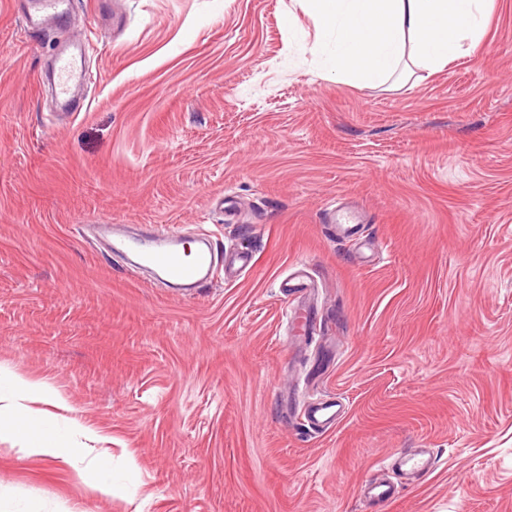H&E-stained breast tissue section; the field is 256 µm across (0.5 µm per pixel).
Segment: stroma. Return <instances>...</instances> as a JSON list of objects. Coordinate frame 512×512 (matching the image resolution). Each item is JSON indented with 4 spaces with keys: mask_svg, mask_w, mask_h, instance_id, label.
<instances>
[{
    "mask_svg": "<svg viewBox=\"0 0 512 512\" xmlns=\"http://www.w3.org/2000/svg\"><path fill=\"white\" fill-rule=\"evenodd\" d=\"M296 8L74 0L92 83L65 117L41 82L62 31L0 0V365L58 389L87 451L0 437V512H366L419 448L434 469L389 470L378 512H512V0L472 53L381 87L324 77ZM89 224L210 235L215 279L172 294ZM326 397L345 415L318 434ZM343 410L336 400L325 399L309 403L303 415L313 431H328L336 424ZM397 486L384 481H370L365 486L364 501L367 505H373L375 502H386L390 500L396 493Z\"/></svg>",
    "mask_w": 512,
    "mask_h": 512,
    "instance_id": "stroma-1",
    "label": "stroma"
}]
</instances>
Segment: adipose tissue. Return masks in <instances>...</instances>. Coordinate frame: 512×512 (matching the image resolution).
I'll list each match as a JSON object with an SVG mask.
<instances>
[{"label":"adipose tissue","mask_w":512,"mask_h":512,"mask_svg":"<svg viewBox=\"0 0 512 512\" xmlns=\"http://www.w3.org/2000/svg\"><path fill=\"white\" fill-rule=\"evenodd\" d=\"M495 0H297L316 29L325 76L380 86L398 74L435 73L481 42ZM47 384L0 366V437L12 436L27 454L70 455L73 419L35 415L36 401L57 402Z\"/></svg>","instance_id":"adipose-tissue-1"}]
</instances>
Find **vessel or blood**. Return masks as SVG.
<instances>
[{"label": "vessel or blood", "instance_id": "obj_1", "mask_svg": "<svg viewBox=\"0 0 512 512\" xmlns=\"http://www.w3.org/2000/svg\"><path fill=\"white\" fill-rule=\"evenodd\" d=\"M71 0H12L25 27L37 32L51 26L66 25ZM80 41L57 49L53 55L54 87L58 98L69 100L74 91L86 87L88 74L76 64ZM115 253L135 254L139 265L151 267L160 281L185 288H195L210 281L216 266V253L210 241H201L193 253H186L182 240L171 233L147 237L121 236L113 240ZM343 408L336 400L309 403L303 415L312 430L326 431L341 417Z\"/></svg>", "mask_w": 512, "mask_h": 512}]
</instances>
